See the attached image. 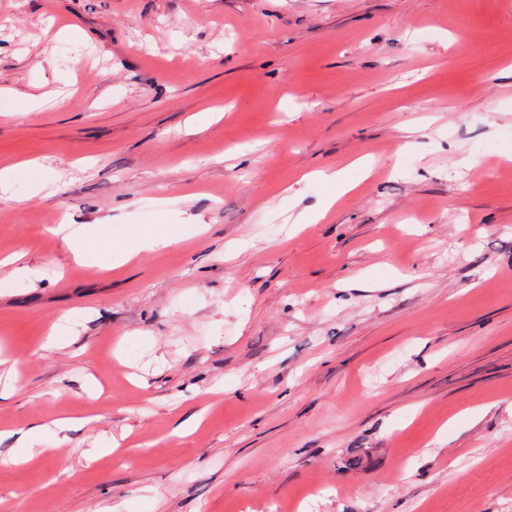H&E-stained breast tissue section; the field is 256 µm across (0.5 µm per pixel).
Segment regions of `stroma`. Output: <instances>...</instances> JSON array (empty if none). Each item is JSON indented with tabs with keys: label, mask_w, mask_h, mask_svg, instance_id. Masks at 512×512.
<instances>
[{
	"label": "stroma",
	"mask_w": 512,
	"mask_h": 512,
	"mask_svg": "<svg viewBox=\"0 0 512 512\" xmlns=\"http://www.w3.org/2000/svg\"><path fill=\"white\" fill-rule=\"evenodd\" d=\"M510 65L512 0H0V429L76 420L10 512H512ZM310 178L320 180L331 186L333 192L325 198L321 205L313 212L302 213L299 224H316L322 220L333 204L336 202L337 196H341L349 192L353 186L349 185L343 179L342 172L324 170H315L309 173ZM169 225L166 231L142 229L122 226L120 224H100L89 231L79 232L73 229L74 224H59L53 231L61 235L74 259L83 264H94L101 254L111 257L116 254L119 262L126 263L142 249L160 248L177 241L180 224Z\"/></svg>",
	"instance_id": "35a3bbf8"
}]
</instances>
